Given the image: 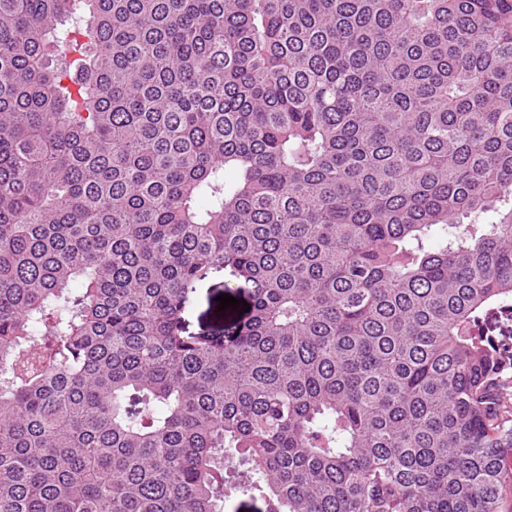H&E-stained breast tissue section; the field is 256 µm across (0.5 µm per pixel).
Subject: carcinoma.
<instances>
[{
  "label": "carcinoma",
  "mask_w": 512,
  "mask_h": 512,
  "mask_svg": "<svg viewBox=\"0 0 512 512\" xmlns=\"http://www.w3.org/2000/svg\"><path fill=\"white\" fill-rule=\"evenodd\" d=\"M510 299L512 0H0V512H498ZM227 280L228 283L231 282L228 273L221 271L209 273L208 277L199 283L195 299L185 313L189 332H202L246 318L247 312L239 314L243 303H240L238 311H235L236 307L231 308V306L225 311H218L217 306L220 302H216L215 298L220 294H229V296L247 302L245 297L224 290V281Z\"/></svg>",
  "instance_id": "obj_1"
}]
</instances>
